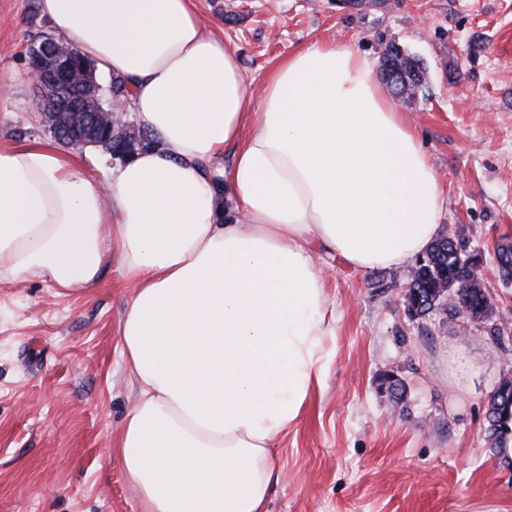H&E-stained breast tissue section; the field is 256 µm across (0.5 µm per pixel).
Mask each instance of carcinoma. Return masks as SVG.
I'll list each match as a JSON object with an SVG mask.
<instances>
[{
  "label": "carcinoma",
  "instance_id": "cac0c4a2",
  "mask_svg": "<svg viewBox=\"0 0 512 512\" xmlns=\"http://www.w3.org/2000/svg\"><path fill=\"white\" fill-rule=\"evenodd\" d=\"M72 76L63 87L54 90L57 95H64L83 102L84 110L79 113H52L45 115L48 127L61 126L69 130V136L59 138L66 144L81 140L84 144L99 146L108 153L122 150L126 145L135 146L134 153L154 147L157 141L145 129L133 125L108 128L101 124L100 113L108 109L110 101L117 98L124 100L128 89L120 78H113L105 91L93 81L92 74L80 70L86 59L79 52L70 55ZM462 239L456 234L441 235L427 250L426 262L417 267L408 286L407 295L414 300L431 302L437 307L438 289L445 288L455 298V308L469 315L477 324H485L493 316L492 304L487 302L485 289L467 274L466 266L472 261H481L478 253L470 254L458 251ZM495 256L497 268L506 282L512 281V246L500 247ZM486 438L493 448L500 447L501 441L512 433V381L504 382L491 396L486 410Z\"/></svg>",
  "mask_w": 512,
  "mask_h": 512
}]
</instances>
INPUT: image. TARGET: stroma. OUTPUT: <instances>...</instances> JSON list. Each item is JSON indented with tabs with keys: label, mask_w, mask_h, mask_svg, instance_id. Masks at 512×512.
<instances>
[{
	"label": "stroma",
	"mask_w": 512,
	"mask_h": 512,
	"mask_svg": "<svg viewBox=\"0 0 512 512\" xmlns=\"http://www.w3.org/2000/svg\"><path fill=\"white\" fill-rule=\"evenodd\" d=\"M38 0H0V141L48 140L28 57L48 30ZM205 32L239 58L253 95L288 53L353 42L381 75L390 46L420 60L398 101L445 199L440 222L481 253L493 327L463 332L442 309L410 317L403 269L361 272L319 252L333 359L302 419L277 443L268 512H512V460L485 441L487 402L512 375V283L494 270L512 244V0H191ZM132 297L117 264L66 293L0 282V512H140L112 449L136 387L119 329ZM479 370L449 384L448 353Z\"/></svg>",
	"instance_id": "stroma-1"
}]
</instances>
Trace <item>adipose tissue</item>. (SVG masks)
Segmentation results:
<instances>
[{
  "label": "adipose tissue",
  "instance_id": "1",
  "mask_svg": "<svg viewBox=\"0 0 512 512\" xmlns=\"http://www.w3.org/2000/svg\"><path fill=\"white\" fill-rule=\"evenodd\" d=\"M38 9L124 79L159 145L102 179L61 143H0V281L78 292L118 258L138 399L115 452L140 512H266L276 444L333 357L310 241L362 272L405 266L442 233L443 184L352 44L288 54L256 101L190 0Z\"/></svg>",
  "mask_w": 512,
  "mask_h": 512
}]
</instances>
